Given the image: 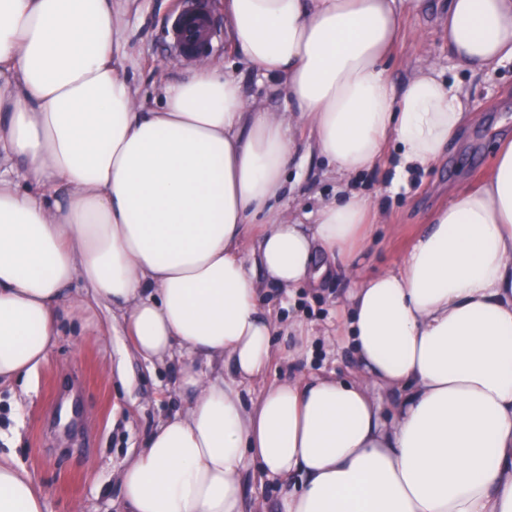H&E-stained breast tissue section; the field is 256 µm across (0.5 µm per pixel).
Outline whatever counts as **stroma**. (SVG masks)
Instances as JSON below:
<instances>
[{
    "label": "stroma",
    "instance_id": "stroma-1",
    "mask_svg": "<svg viewBox=\"0 0 512 512\" xmlns=\"http://www.w3.org/2000/svg\"><path fill=\"white\" fill-rule=\"evenodd\" d=\"M182 4L183 0H132L127 9L124 73L145 104H156L165 83L185 78L195 67L169 44ZM447 13L448 0H425L422 12L403 15L385 66L400 86L413 67L435 65L444 82L468 90L475 119L436 166L401 169L392 154L387 166L353 179V188L374 197L386 214L360 259L365 274L392 266L456 189L476 187L489 176L500 142L512 139V63L475 71L456 68L445 39ZM210 57L238 80L248 101L271 112L288 111L284 79L264 76L232 50L227 34L215 39ZM287 185L284 208L310 223L319 202L334 200L337 177L328 160L306 141L288 168ZM349 288L350 279L343 272L317 287L297 288L292 298L263 283L260 304L267 313L283 322L291 316L300 318L316 332L312 352L296 360L287 355V336H274L265 383L325 373L344 378L352 373L351 347L333 336ZM60 330L56 345L34 375L0 387V455L13 457L47 490L48 512H117L119 471L144 448L158 420L183 411L188 398L175 384V364L159 366L139 358L106 309L74 308ZM242 483L244 512H279L283 485L268 480L254 466L243 470Z\"/></svg>",
    "mask_w": 512,
    "mask_h": 512
}]
</instances>
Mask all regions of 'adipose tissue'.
Returning <instances> with one entry per match:
<instances>
[{
    "label": "adipose tissue",
    "instance_id": "ef3b65f1",
    "mask_svg": "<svg viewBox=\"0 0 512 512\" xmlns=\"http://www.w3.org/2000/svg\"><path fill=\"white\" fill-rule=\"evenodd\" d=\"M421 6L226 0L233 49L285 78L284 113L212 61L144 108L121 74L116 0H0V384L44 363L79 283L142 358L177 357L191 396L122 469L120 512H243L250 459L301 476L283 512H512V142L393 268L356 265L381 214L349 178L393 143L401 165L430 167L468 120L433 66L400 87L384 66ZM445 34L460 67L512 63V0H449ZM300 134L340 179L310 224L276 207ZM337 265L355 371L245 406L279 328L260 279L291 290ZM224 362L234 380L212 374ZM47 499L0 457V512Z\"/></svg>",
    "mask_w": 512,
    "mask_h": 512
}]
</instances>
